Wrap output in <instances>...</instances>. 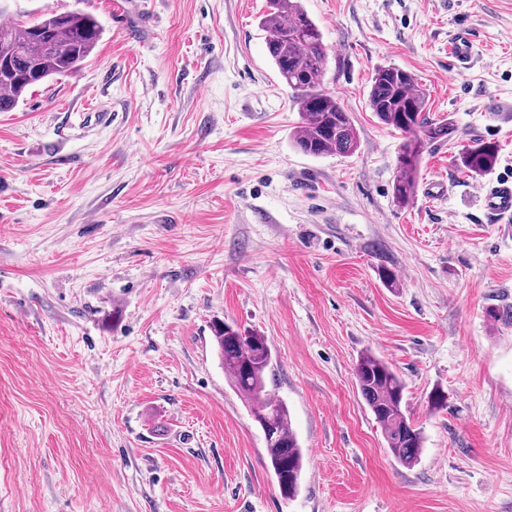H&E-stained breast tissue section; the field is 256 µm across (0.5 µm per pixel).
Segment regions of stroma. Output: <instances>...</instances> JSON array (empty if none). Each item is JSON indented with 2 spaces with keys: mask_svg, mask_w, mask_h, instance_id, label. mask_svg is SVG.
I'll use <instances>...</instances> for the list:
<instances>
[{
  "mask_svg": "<svg viewBox=\"0 0 512 512\" xmlns=\"http://www.w3.org/2000/svg\"><path fill=\"white\" fill-rule=\"evenodd\" d=\"M124 2L0 0V20L79 11L104 30L77 73L0 112V512H512V324L486 316L512 308V227L477 196L512 180V0H302L359 135L348 157L295 148L266 0ZM388 65L455 127L403 208V136L368 106ZM483 139L498 161L473 178L456 158ZM217 320L272 346L304 452L292 499ZM368 350L405 382L414 466L356 388ZM473 41L469 32L459 30L448 39V58L451 65L457 70L470 66L473 59Z\"/></svg>",
  "mask_w": 512,
  "mask_h": 512,
  "instance_id": "35a3bbf8",
  "label": "stroma"
}]
</instances>
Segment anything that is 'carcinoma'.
<instances>
[{
	"mask_svg": "<svg viewBox=\"0 0 512 512\" xmlns=\"http://www.w3.org/2000/svg\"><path fill=\"white\" fill-rule=\"evenodd\" d=\"M260 25L271 34L269 54L300 113L294 145L315 157L354 154L359 145L357 129L337 99L321 88L327 48L319 25L301 0H267ZM102 34L99 22L80 12L48 13L35 24H1L0 59H10L11 67H0V92L6 94L0 97V112L12 111L29 88L49 77L76 73ZM368 105L382 124L404 133L393 198L406 206L415 194L423 153L431 142L452 134L451 124L430 119L426 96L414 75L393 65L376 70ZM498 153L494 142H475L459 153V166L479 177L494 168ZM212 333L217 359L254 421L270 425L266 454L281 495L291 499L301 486L304 456L286 403L266 389L273 368L268 338L223 321L213 325ZM355 380L393 457L403 466L416 465L424 436L407 413L403 379L390 364L367 352L356 363Z\"/></svg>",
	"mask_w": 512,
	"mask_h": 512,
	"instance_id": "1",
	"label": "carcinoma"
}]
</instances>
